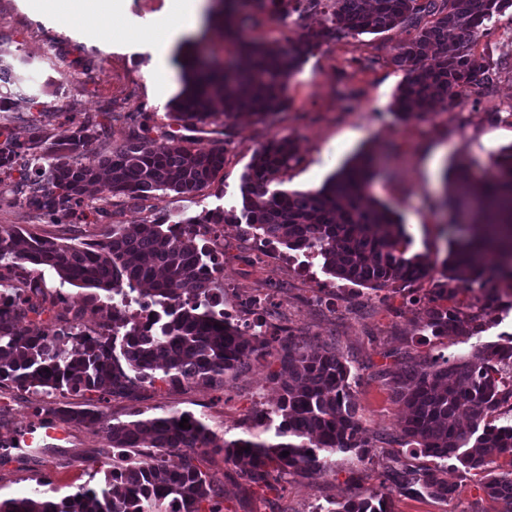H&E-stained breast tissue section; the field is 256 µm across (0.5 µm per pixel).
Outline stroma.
I'll list each match as a JSON object with an SVG mask.
<instances>
[{
	"instance_id": "35a3bbf8",
	"label": "stroma",
	"mask_w": 512,
	"mask_h": 512,
	"mask_svg": "<svg viewBox=\"0 0 512 512\" xmlns=\"http://www.w3.org/2000/svg\"><path fill=\"white\" fill-rule=\"evenodd\" d=\"M168 19L166 0H124L119 23L127 33L116 36L39 11L34 0H0V66L13 74L11 82L0 81V99L5 102L0 122L26 142L33 136L34 112L52 113L47 132L57 136L62 132L56 116L59 108L84 115L114 110L120 112V119L113 121L106 139L94 145L102 155L120 145L136 123L148 125L151 138L160 142L174 135L223 146V170L193 194L160 192L148 203L129 205L112 197L107 185L92 186L88 201L111 202L115 224L161 219L175 205L182 206L187 218L206 209H240L242 177L254 153L274 138L288 137L295 143V160L273 182L274 188L288 191L319 188L367 145L378 151L380 159L367 196L400 216L409 240L408 255L425 256L432 265L429 277L415 284L409 303L400 294L335 279L317 265L308 272L294 267L287 255L259 251L243 242L240 225H225V306L243 307L252 295L264 293L274 299L294 335L336 343L352 362L350 382L361 416V437L372 448L362 460L351 452L337 454L327 473L292 475L283 488L271 491L251 485L240 467L225 463L223 454H211L204 467L222 484L224 512H313L316 506L379 488L389 469L416 472L434 465V458L412 454L406 447H377L379 437L397 434L405 416L404 407L377 372L391 355L453 358L512 333V309L497 312L483 332L468 339L433 338L425 343L416 333L448 239L470 231L466 219L439 207L446 164L461 161L482 179L490 174L492 157L512 145V8L492 19L474 47L479 64L503 62L506 70L490 85L467 89L453 110L437 109L405 122L396 120L392 103L405 76L394 57L399 46L417 33L409 26L325 39L290 77L286 106L271 122L245 117L228 127L217 118L184 127L168 113L170 100L181 88L180 76L158 83L150 74L146 39ZM319 23L316 16L293 13L281 18L242 4L235 16L237 34H229L223 25H211L194 50L228 66L239 59V38L283 45L298 39L304 26ZM281 371L280 357L272 351L228 377L224 387H173L158 381L141 389L138 399L112 400L110 411L121 421L138 410L147 415L187 412L231 439L246 434L259 412L276 404L279 385L274 377ZM33 421L30 394L9 391L0 397V440L23 437L41 450L27 462L14 458L0 466V495L26 493L41 478L51 481L62 496L90 484L87 459L96 449L107 447L106 432L71 426L55 438L34 428ZM443 476L456 487L453 498L395 491L390 495L392 512H472L477 506L493 512L494 503L485 500L482 491L489 471H468L451 460Z\"/></svg>"
}]
</instances>
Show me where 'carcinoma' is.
I'll return each mask as SVG.
<instances>
[{
    "label": "carcinoma",
    "instance_id": "cac0c4a2",
    "mask_svg": "<svg viewBox=\"0 0 512 512\" xmlns=\"http://www.w3.org/2000/svg\"><path fill=\"white\" fill-rule=\"evenodd\" d=\"M293 11L319 12L323 23L282 47L255 41L240 43L241 68L221 72L200 66L193 53L183 58V89L170 103V115L184 126L204 124L221 110L224 124L244 115L264 122L285 106L287 82L308 54L326 38L379 34L398 25L418 26L434 17L398 49L395 63L406 74L394 96L397 119L424 117L441 103L452 109L460 93L477 84L476 33L494 16L512 8V0H293ZM438 60L428 65L431 49ZM114 113L85 116L44 148L17 141L0 125V186L22 198L28 210L49 224H103L109 203L88 204L86 187L107 175L114 196L133 204L157 192L192 194L224 169V149L171 137L156 146L144 125L100 156L92 144L105 136ZM293 142L275 139L253 155L242 178V217L256 238L306 254L339 280L394 293L411 290L429 275L421 256H405L407 242L400 219L368 197L374 149L354 153L320 188L270 190L274 176L295 159ZM54 159L49 168L37 165ZM19 177H14V174ZM444 203L475 209L469 237L448 243L435 295L428 300L421 331L435 338L479 334L487 318L504 306L497 279L512 282V146L491 162V177L474 182L464 165L454 162L443 178ZM192 222L178 230L152 222L131 229L110 224L102 238L69 243L33 228L18 226L0 235V390L59 396L37 404L40 425L107 430L109 447L90 459L95 486H81L64 497L40 483L32 494L0 499V512H224L220 483L200 463L211 452L224 462L244 460L247 480L268 486L289 475L325 471L330 458L353 452L362 459L367 444L359 437L361 418L352 399L351 367L336 346L316 337L248 334L217 311L224 289L216 288L209 267L214 256ZM497 255L498 276L487 273L484 256ZM37 276L29 283L36 295L56 294L59 286L91 289L112 298L121 288L138 289L167 307L156 332L144 335L129 321L110 320L106 333L81 337L60 327L52 334L40 327L42 306L11 297L3 288L17 276ZM472 292L461 308L460 290ZM280 347L288 379L280 385L277 405L248 429L249 436L227 440L185 412L113 421L108 403L133 398L158 380L170 385H222L224 380ZM512 361V336L487 342L468 356L438 355L431 360L402 356L378 372L397 402L406 408L400 432L381 437L426 457L455 459L466 469L494 466L483 491L492 502L512 507V425L492 426L487 417L500 408L512 411V384L504 367ZM87 397L83 407L66 401ZM470 417L465 430L456 417ZM188 418L186 428L179 427ZM289 455L284 457L282 452ZM179 464H168L169 455ZM442 468L414 474L390 469L387 480L398 490L453 497L456 487L441 477ZM388 494L370 490L316 512H389Z\"/></svg>",
    "mask_w": 512,
    "mask_h": 512
}]
</instances>
